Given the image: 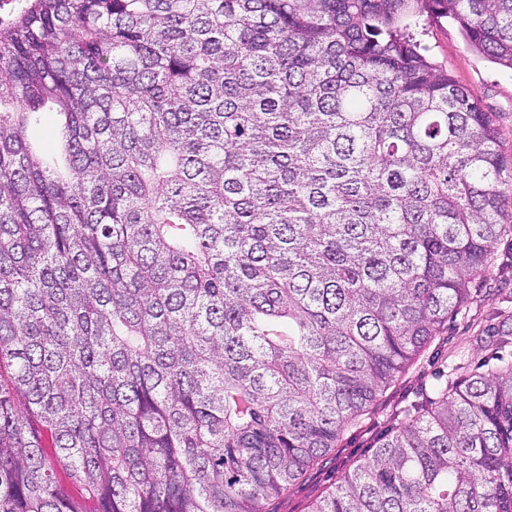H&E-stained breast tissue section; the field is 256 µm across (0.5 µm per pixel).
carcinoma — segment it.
<instances>
[{
    "mask_svg": "<svg viewBox=\"0 0 512 512\" xmlns=\"http://www.w3.org/2000/svg\"><path fill=\"white\" fill-rule=\"evenodd\" d=\"M422 16L512 69V0L0 22V512H272L443 335L512 230V157ZM404 416L309 512H512V362ZM58 123V116L55 112H45L43 128L35 132L31 139L39 145L40 148L47 154H51L55 149V141L52 138V131Z\"/></svg>",
    "mask_w": 512,
    "mask_h": 512,
    "instance_id": "cac0c4a2",
    "label": "carcinoma"
}]
</instances>
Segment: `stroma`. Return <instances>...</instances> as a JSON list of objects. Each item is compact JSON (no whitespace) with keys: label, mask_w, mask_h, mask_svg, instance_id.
<instances>
[{"label":"stroma","mask_w":512,"mask_h":512,"mask_svg":"<svg viewBox=\"0 0 512 512\" xmlns=\"http://www.w3.org/2000/svg\"><path fill=\"white\" fill-rule=\"evenodd\" d=\"M433 61L494 113L502 150L512 154V70L473 52L452 22L419 21L413 28ZM512 358V234L497 242L492 266L476 302L448 322L436 339L390 388L358 428L346 433L335 453L313 470L288 497L273 502L274 512H308L311 502L331 491L344 468L370 457L379 438L391 432L397 409L425 398L436 377L457 364L471 366Z\"/></svg>","instance_id":"obj_1"}]
</instances>
